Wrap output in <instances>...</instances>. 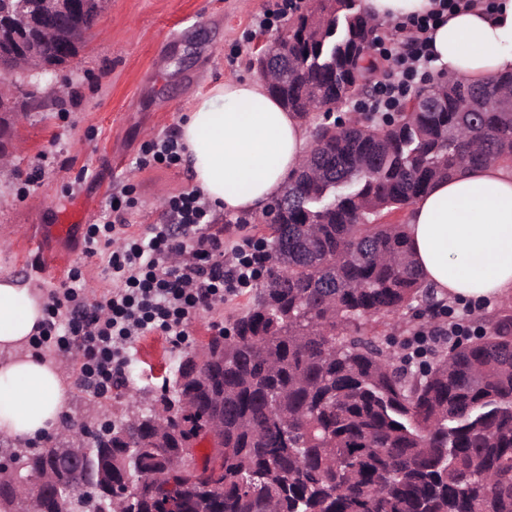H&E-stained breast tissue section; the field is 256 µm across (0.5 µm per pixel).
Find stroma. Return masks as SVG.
<instances>
[{
  "instance_id": "stroma-1",
  "label": "stroma",
  "mask_w": 512,
  "mask_h": 512,
  "mask_svg": "<svg viewBox=\"0 0 512 512\" xmlns=\"http://www.w3.org/2000/svg\"><path fill=\"white\" fill-rule=\"evenodd\" d=\"M281 2L108 0L68 67V94L16 122L17 152L0 170V275L46 295L78 270L88 299L110 289L108 251L84 252L87 225L99 223L113 193L125 187L138 200L124 215L133 232L166 222L167 199L194 187L190 169L184 163L141 169L137 157L147 143L178 133L195 97L215 81L256 76L253 59L286 25L252 38L247 32L257 15ZM233 52L239 58L231 65ZM72 209L85 224L60 238L54 226ZM250 295L246 289L192 314L181 347L158 332L137 338L102 397H90L75 376H67L65 420L115 422L129 397H154L178 359L230 326Z\"/></svg>"
}]
</instances>
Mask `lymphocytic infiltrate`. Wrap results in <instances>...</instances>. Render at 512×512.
Masks as SVG:
<instances>
[{
    "label": "lymphocytic infiltrate",
    "instance_id": "obj_1",
    "mask_svg": "<svg viewBox=\"0 0 512 512\" xmlns=\"http://www.w3.org/2000/svg\"><path fill=\"white\" fill-rule=\"evenodd\" d=\"M480 2L437 0L435 11L396 22L394 38L376 37L389 77L362 103V111L400 108L427 74L433 59L430 32L441 12L469 10ZM211 213L201 192L191 190L170 199L167 223L149 225L145 232L129 231L127 224L108 219L90 225L84 250L93 255L110 248L108 272L114 286L101 300L91 302L80 285V273L70 272L50 296L33 348L77 351L83 360L78 370L82 387L100 396L111 391L112 380L138 336L158 331L181 345L193 313L250 287L267 262L260 245L237 251L232 261H225L224 233L212 231ZM115 240L121 243L116 250L111 247ZM175 252L184 253L186 259L172 266L168 259Z\"/></svg>",
    "mask_w": 512,
    "mask_h": 512
}]
</instances>
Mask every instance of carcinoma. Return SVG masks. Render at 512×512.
<instances>
[{"instance_id":"cac0c4a2","label":"carcinoma","mask_w":512,"mask_h":512,"mask_svg":"<svg viewBox=\"0 0 512 512\" xmlns=\"http://www.w3.org/2000/svg\"><path fill=\"white\" fill-rule=\"evenodd\" d=\"M375 25L360 0H323L288 25V81L269 87L297 118L368 93ZM421 112L313 123L322 177L291 173L296 203L270 224L263 283L205 376L184 355L148 408L130 398L110 427L82 421L99 474L47 449H12L19 476L72 488L51 512H114L98 486L133 478L127 512H512V314L421 375L398 368L369 330L443 300L413 258L405 224L386 221L466 168L512 167V71L430 85ZM224 424L223 489L197 466L181 396ZM22 508L0 477V512Z\"/></svg>"}]
</instances>
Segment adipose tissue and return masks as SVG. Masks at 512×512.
<instances>
[{"label":"adipose tissue","instance_id":"adipose-tissue-1","mask_svg":"<svg viewBox=\"0 0 512 512\" xmlns=\"http://www.w3.org/2000/svg\"><path fill=\"white\" fill-rule=\"evenodd\" d=\"M444 75L512 70V0L443 15L432 32ZM194 185L219 211L263 213L308 152L301 122L263 78L224 80L198 95L179 128ZM405 232L423 279L448 299H512V169L489 164L436 183ZM43 295L0 276V435L19 446L57 431L68 401L63 366L30 349Z\"/></svg>","mask_w":512,"mask_h":512}]
</instances>
